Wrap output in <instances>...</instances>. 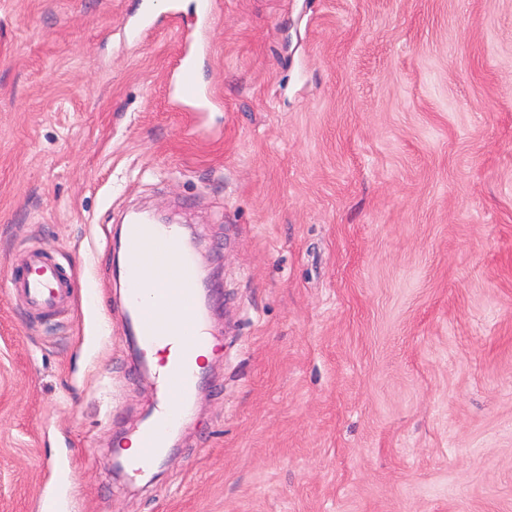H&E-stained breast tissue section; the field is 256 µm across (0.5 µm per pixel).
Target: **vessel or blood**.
Segmentation results:
<instances>
[{
	"instance_id": "1",
	"label": "vessel or blood",
	"mask_w": 512,
	"mask_h": 512,
	"mask_svg": "<svg viewBox=\"0 0 512 512\" xmlns=\"http://www.w3.org/2000/svg\"><path fill=\"white\" fill-rule=\"evenodd\" d=\"M179 99L200 103L203 94L195 79V58L182 54L177 63ZM128 266L125 273L127 299L137 322L142 349L167 340L178 341L183 350L167 371L158 378V384L166 409L158 422L139 431L140 452L128 463L131 472L140 473L153 465L165 444L167 431L181 423L180 410L188 406L196 386V375L191 365L193 350L208 344V337L200 333V313L196 281L198 268L193 254L188 251L178 234L168 228H160L140 221L128 224L125 235ZM151 253L155 273L162 281V288L155 291V305L141 304V258ZM29 271L18 283L26 302L43 308L64 304L69 295L68 284L56 269L39 256L28 260ZM172 309L175 318L170 325H161L158 317L165 309Z\"/></svg>"
}]
</instances>
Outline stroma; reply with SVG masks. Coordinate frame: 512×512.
Returning <instances> with one entry per match:
<instances>
[{
  "label": "stroma",
  "mask_w": 512,
  "mask_h": 512,
  "mask_svg": "<svg viewBox=\"0 0 512 512\" xmlns=\"http://www.w3.org/2000/svg\"><path fill=\"white\" fill-rule=\"evenodd\" d=\"M0 0V512H512V0ZM182 224L215 357L145 480L125 215ZM69 306L13 293L30 255ZM177 70L179 74L178 98L187 102L203 103V94L194 79L195 56L188 52L183 53L178 60Z\"/></svg>",
  "instance_id": "stroma-1"
}]
</instances>
